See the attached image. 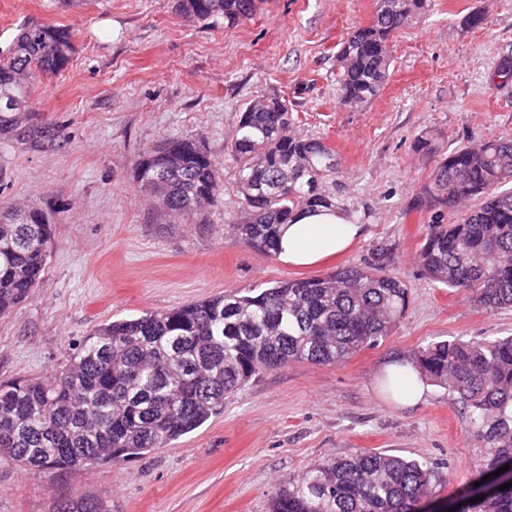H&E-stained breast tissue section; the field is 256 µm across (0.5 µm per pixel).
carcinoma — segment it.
<instances>
[{"label":"carcinoma","mask_w":512,"mask_h":512,"mask_svg":"<svg viewBox=\"0 0 512 512\" xmlns=\"http://www.w3.org/2000/svg\"><path fill=\"white\" fill-rule=\"evenodd\" d=\"M256 0H179L186 14L229 23L252 18ZM427 0H377L370 25L341 43L338 103L356 108L388 79L391 34L418 20ZM71 32L30 22L0 48V140L59 146L65 127L41 120L22 88L65 70ZM288 100L245 106L225 160L235 168V234L275 256L279 227L321 209L358 211L341 196L336 153L293 132ZM135 180L169 217H188L222 192V164L201 140L170 139L144 151ZM512 137L441 155L424 188L437 209L417 253L423 274L486 311L512 307ZM476 205L470 206L468 202ZM54 242L46 213L0 206V316L27 300ZM383 248L357 266L290 278L255 295L225 293L163 312L99 325L69 363L46 380L0 382V463L69 471L117 464L164 448L224 409L264 371L292 361L343 362L388 336L409 306ZM427 379L444 385L467 419L480 453L477 481L512 466V336L443 340L414 353ZM434 467L364 451L333 457L288 479L270 512H415L434 495ZM502 479L463 512H512ZM54 512H108L98 498L61 501Z\"/></svg>","instance_id":"obj_1"}]
</instances>
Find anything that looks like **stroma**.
I'll list each match as a JSON object with an SVG mask.
<instances>
[{"label": "stroma", "mask_w": 512, "mask_h": 512, "mask_svg": "<svg viewBox=\"0 0 512 512\" xmlns=\"http://www.w3.org/2000/svg\"><path fill=\"white\" fill-rule=\"evenodd\" d=\"M390 41L379 96L337 101L336 55L369 25L376 0H257L251 20L202 22L177 0H0V47L25 22L71 28L67 69L32 90L40 113L65 124L59 147L0 142V203L35 205L55 225L39 285L0 316V379L47 378L99 324L227 292L360 264L383 246L409 290L392 333L343 363L294 361L264 372L198 429L120 464L70 472L0 464V512H52L77 496L110 512H268L289 477L335 456L378 451L435 467L445 500L472 487L475 442L447 389L414 406L383 392L385 365L453 337L512 335V308L487 312L430 281L415 256L433 209L423 200L439 153L512 137V81L490 83L512 53V0H428ZM481 16L469 25L470 16ZM288 99L298 133L322 139L341 180L373 215L346 253L294 268L235 237V173L201 214L172 221L133 177L141 152L166 138L204 140L223 158L245 104ZM436 134L435 151L415 138Z\"/></svg>", "instance_id": "stroma-1"}]
</instances>
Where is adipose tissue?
<instances>
[{"label":"adipose tissue","mask_w":512,"mask_h":512,"mask_svg":"<svg viewBox=\"0 0 512 512\" xmlns=\"http://www.w3.org/2000/svg\"><path fill=\"white\" fill-rule=\"evenodd\" d=\"M361 233V225L340 213H308L281 226L278 256L293 266L314 265L347 249Z\"/></svg>","instance_id":"1"}]
</instances>
